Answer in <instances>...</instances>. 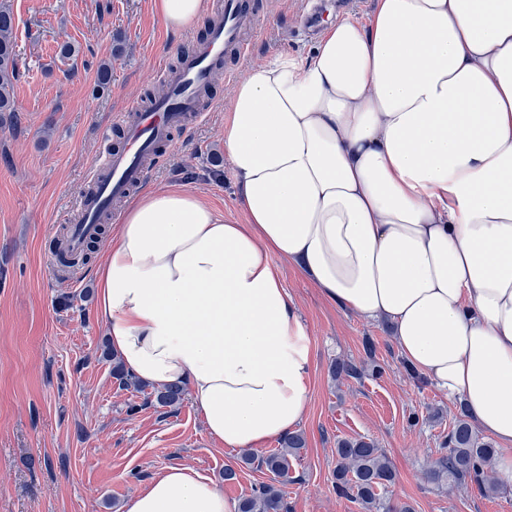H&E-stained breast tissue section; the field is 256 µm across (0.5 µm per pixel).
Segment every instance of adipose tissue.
Returning <instances> with one entry per match:
<instances>
[{"mask_svg":"<svg viewBox=\"0 0 512 512\" xmlns=\"http://www.w3.org/2000/svg\"><path fill=\"white\" fill-rule=\"evenodd\" d=\"M191 30L209 0H156ZM224 153L246 214L183 186L125 208L94 270L96 313L139 379L187 386L208 435L251 452L293 432L313 350L274 257L462 401L512 481V0H378L307 57L236 87ZM125 512H238L187 466Z\"/></svg>","mask_w":512,"mask_h":512,"instance_id":"obj_1","label":"adipose tissue"}]
</instances>
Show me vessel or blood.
<instances>
[{"mask_svg": "<svg viewBox=\"0 0 512 512\" xmlns=\"http://www.w3.org/2000/svg\"><path fill=\"white\" fill-rule=\"evenodd\" d=\"M263 23L253 0H224L223 15L209 38L197 45L179 69L167 73L165 92L150 106L136 104L115 116L113 124L122 133V143L103 150L95 162L85 189L74 201L75 220L60 239L61 248L79 251L98 237L113 204L142 183L149 160L168 144L172 132L191 129L203 119L199 89L216 72L234 76Z\"/></svg>", "mask_w": 512, "mask_h": 512, "instance_id": "1", "label": "vessel or blood"}]
</instances>
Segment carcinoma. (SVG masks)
Masks as SVG:
<instances>
[{
    "label": "carcinoma",
    "mask_w": 512,
    "mask_h": 512,
    "mask_svg": "<svg viewBox=\"0 0 512 512\" xmlns=\"http://www.w3.org/2000/svg\"><path fill=\"white\" fill-rule=\"evenodd\" d=\"M19 78L15 16L9 0H0V113H8L10 119L14 118V90ZM112 378L121 388L144 387L115 356ZM155 394L159 405L176 407L184 401L186 388L169 385L155 390ZM305 446L304 436L292 433L281 440V449L261 459L260 466L276 477L285 476L290 459L299 456ZM495 454L493 444L460 417L441 443L440 456L432 462L426 476L435 483L446 480L457 486L471 485L483 495L494 494L502 489L501 482L488 477ZM394 478L391 462L373 440L361 437L337 441L336 494L358 504L362 512H390L384 492ZM284 509L283 492L273 483L260 485L239 501V512H284Z\"/></svg>",
    "instance_id": "obj_1"
}]
</instances>
